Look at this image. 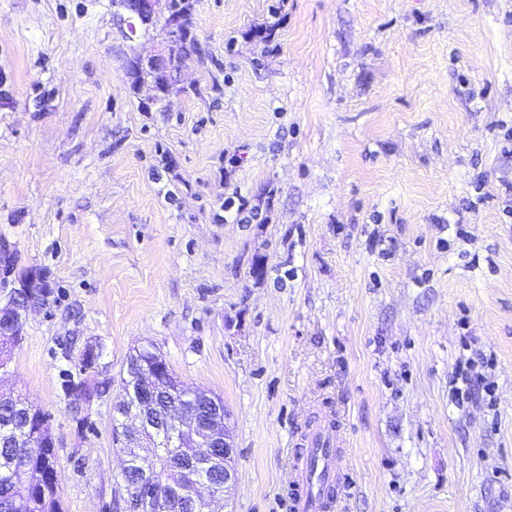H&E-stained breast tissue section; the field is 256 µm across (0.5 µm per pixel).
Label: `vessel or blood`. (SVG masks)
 I'll return each instance as SVG.
<instances>
[{
	"mask_svg": "<svg viewBox=\"0 0 512 512\" xmlns=\"http://www.w3.org/2000/svg\"><path fill=\"white\" fill-rule=\"evenodd\" d=\"M341 437L335 425L316 429L306 447L297 449L288 468L292 512H337L339 499H324L321 481L339 483L340 469L336 464Z\"/></svg>",
	"mask_w": 512,
	"mask_h": 512,
	"instance_id": "b4317fda",
	"label": "vessel or blood"
}]
</instances>
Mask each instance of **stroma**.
<instances>
[{
  "label": "stroma",
  "instance_id": "stroma-1",
  "mask_svg": "<svg viewBox=\"0 0 512 512\" xmlns=\"http://www.w3.org/2000/svg\"><path fill=\"white\" fill-rule=\"evenodd\" d=\"M190 2L203 61L160 98L127 70L160 28L0 0V242L47 290L0 389L46 414L63 512L124 503L112 404L149 345L224 399L218 512H287L339 406L344 512H512V0ZM87 376L110 391L68 396Z\"/></svg>",
  "mask_w": 512,
  "mask_h": 512
}]
</instances>
